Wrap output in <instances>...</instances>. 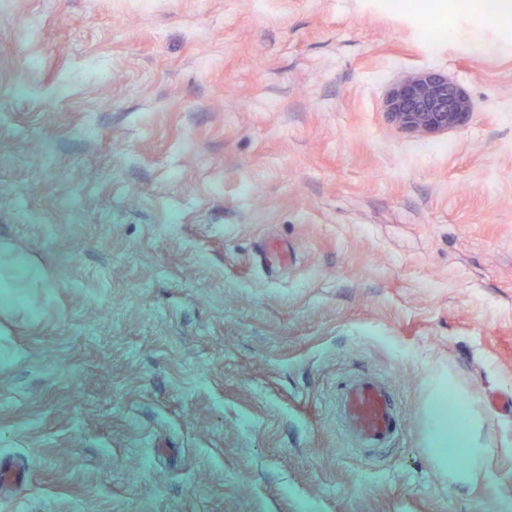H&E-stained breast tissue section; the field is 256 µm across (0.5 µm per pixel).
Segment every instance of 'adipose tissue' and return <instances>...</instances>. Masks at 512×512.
Returning a JSON list of instances; mask_svg holds the SVG:
<instances>
[{"label":"adipose tissue","mask_w":512,"mask_h":512,"mask_svg":"<svg viewBox=\"0 0 512 512\" xmlns=\"http://www.w3.org/2000/svg\"><path fill=\"white\" fill-rule=\"evenodd\" d=\"M39 277L25 254L0 249V281L15 292L33 287ZM486 418L474 398L461 393L447 373L436 375L424 404V448L435 469L455 486L474 493L491 478L492 453Z\"/></svg>","instance_id":"obj_1"}]
</instances>
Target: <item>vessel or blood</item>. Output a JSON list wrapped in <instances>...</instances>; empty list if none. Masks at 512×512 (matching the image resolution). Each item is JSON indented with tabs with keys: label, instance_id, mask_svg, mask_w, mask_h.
I'll return each mask as SVG.
<instances>
[{
	"label": "vessel or blood",
	"instance_id": "b4317fda",
	"mask_svg": "<svg viewBox=\"0 0 512 512\" xmlns=\"http://www.w3.org/2000/svg\"><path fill=\"white\" fill-rule=\"evenodd\" d=\"M336 417L355 454L372 455L398 430L400 418L395 390L375 376L348 379L339 388Z\"/></svg>",
	"mask_w": 512,
	"mask_h": 512
}]
</instances>
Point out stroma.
Listing matches in <instances>:
<instances>
[{
    "label": "stroma",
    "instance_id": "35a3bbf8",
    "mask_svg": "<svg viewBox=\"0 0 512 512\" xmlns=\"http://www.w3.org/2000/svg\"><path fill=\"white\" fill-rule=\"evenodd\" d=\"M0 0V512H497L512 500V0ZM39 22L43 37L25 32ZM474 112L416 137L389 85ZM490 485L423 448L433 374ZM403 428L349 450L339 381ZM384 110L398 129L428 137L465 126L474 106L466 91L447 74L419 71L392 84ZM39 277L35 263L25 254L10 249H0V285L4 278L10 279L14 293L0 296V310L10 305L25 288H33ZM448 393L458 402L448 406ZM424 448L435 469L455 486L475 493L491 478L486 418L472 396L446 372L431 381L424 404Z\"/></svg>",
    "mask_w": 512,
    "mask_h": 512
}]
</instances>
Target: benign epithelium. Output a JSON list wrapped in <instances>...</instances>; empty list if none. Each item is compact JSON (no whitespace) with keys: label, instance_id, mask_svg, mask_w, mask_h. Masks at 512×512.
<instances>
[{"label":"benign epithelium","instance_id":"benign-epithelium-1","mask_svg":"<svg viewBox=\"0 0 512 512\" xmlns=\"http://www.w3.org/2000/svg\"><path fill=\"white\" fill-rule=\"evenodd\" d=\"M384 110L398 129L428 137L465 126L474 106L466 91L448 75L419 71L392 84Z\"/></svg>","mask_w":512,"mask_h":512}]
</instances>
